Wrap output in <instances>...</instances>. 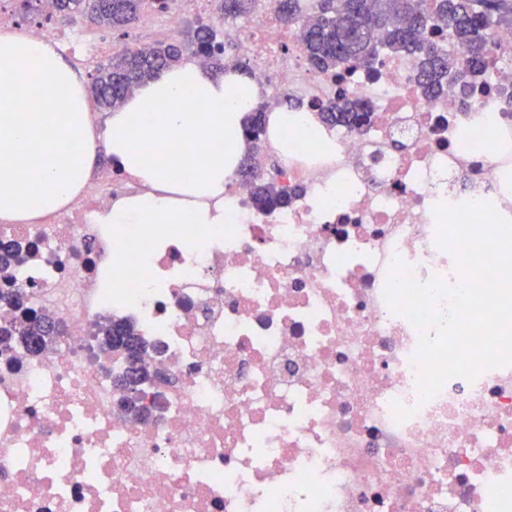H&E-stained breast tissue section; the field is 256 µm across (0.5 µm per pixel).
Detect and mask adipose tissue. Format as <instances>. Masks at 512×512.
Returning <instances> with one entry per match:
<instances>
[{"instance_id":"ef3b65f1","label":"adipose tissue","mask_w":512,"mask_h":512,"mask_svg":"<svg viewBox=\"0 0 512 512\" xmlns=\"http://www.w3.org/2000/svg\"><path fill=\"white\" fill-rule=\"evenodd\" d=\"M260 95L242 73L217 76L188 58L137 87L99 136L63 57L27 31L0 35V217L57 210L105 156L144 187L109 223H223L207 201L241 163L243 125ZM186 166L192 176L176 178Z\"/></svg>"}]
</instances>
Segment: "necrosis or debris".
I'll return each mask as SVG.
<instances>
[{"label": "necrosis or debris", "instance_id": "1", "mask_svg": "<svg viewBox=\"0 0 512 512\" xmlns=\"http://www.w3.org/2000/svg\"><path fill=\"white\" fill-rule=\"evenodd\" d=\"M78 67L104 41L46 33ZM473 92L425 97L413 60L311 69L278 0L224 40L268 95L299 102L277 169L298 190L260 211L240 175L222 224H109L142 194L95 171L59 209L0 223L23 263L0 270V327L24 292L60 332L41 354L0 343V512H512V365L420 400L418 331L384 297L393 258L459 280L436 241L440 202H492L512 220V28L494 29ZM368 99L360 129L320 104ZM121 318L164 381L119 406L97 328Z\"/></svg>", "mask_w": 512, "mask_h": 512}]
</instances>
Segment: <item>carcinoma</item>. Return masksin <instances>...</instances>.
Returning a JSON list of instances; mask_svg holds the SVG:
<instances>
[{
    "label": "carcinoma",
    "instance_id": "obj_1",
    "mask_svg": "<svg viewBox=\"0 0 512 512\" xmlns=\"http://www.w3.org/2000/svg\"><path fill=\"white\" fill-rule=\"evenodd\" d=\"M301 0H280L282 19L295 24L301 18ZM318 8L303 25L302 52L308 65L319 72L364 69L374 70L380 51L407 54L414 60L418 81L429 97L444 92L448 86L457 88L463 98L470 93L471 75L483 69L493 53L490 31L512 26V0H316ZM153 5L166 6V0H55V12L70 15L80 13L91 22L114 30H124ZM254 0H218L220 22L245 18L252 11ZM451 34L469 50L468 65L460 69L448 59L431 39L437 26ZM193 49L207 56L219 72L230 67L246 73L250 68L237 61L222 63L223 45L216 42L213 25L200 22L186 41L158 42L147 47L112 57L92 75L90 95L97 106L111 110L119 106L139 85L158 77L163 71L179 64L186 51ZM371 108L360 98H343L323 105L320 120L329 125L359 128L369 123ZM248 150L266 134V112L257 107L244 124ZM297 189L272 179L253 186L252 202L256 209L271 211L288 206ZM13 305L22 317L10 327L0 329V341H13L26 352H41L54 338L53 321L38 315L25 305L24 295L17 293ZM101 347L119 354L120 369L115 378L124 379L131 372L143 375L149 368L142 360L144 342L132 326L114 320L101 329ZM127 337L138 350L131 359L121 344Z\"/></svg>",
    "mask_w": 512,
    "mask_h": 512
}]
</instances>
